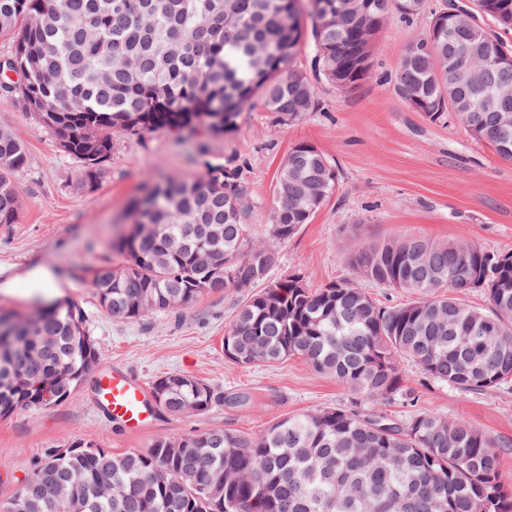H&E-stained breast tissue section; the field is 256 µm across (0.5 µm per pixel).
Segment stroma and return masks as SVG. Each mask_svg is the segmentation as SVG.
Wrapping results in <instances>:
<instances>
[{"label":"stroma","instance_id":"35a3bbf8","mask_svg":"<svg viewBox=\"0 0 512 512\" xmlns=\"http://www.w3.org/2000/svg\"><path fill=\"white\" fill-rule=\"evenodd\" d=\"M435 4L426 0L411 20L395 17L384 25L371 75L359 88L343 93L316 82V110L286 124L257 102L223 132L200 128L114 135L112 156L90 189L81 186L80 164L63 152L57 136L16 98L0 96V122L12 127L28 155L15 180L21 203L17 222L0 226V284L14 285L11 294L0 293V313L21 316L39 307L25 276L36 266L49 268L58 277L57 300L81 308L90 336L100 345L99 365L124 366L149 383L177 372L244 398L201 414L162 413L148 430L130 434L95 410L96 383L86 377L71 402L0 418V500L12 496L48 449L76 440L122 454L146 448L159 436L216 427L255 434L281 418L336 406L397 420L419 411L465 420L508 441L500 471L512 480V385L464 395L448 384L424 381L406 361L402 367L418 400L368 401L299 357L267 365L228 360L223 340L238 306L234 294L203 296L178 317L155 313L121 323L112 321L88 286L94 268L111 258L113 241L132 223L133 206L167 179L190 180L201 173L196 158L201 145L212 163L240 164L255 205L253 232L260 238L266 234L280 166L295 144L314 145L335 166V194L280 246L269 280L294 272L314 288L353 280L371 297L399 304L410 301V294L357 279L349 257L360 241L420 235L512 250V161L473 141L460 126L429 122L392 90L407 41L426 28Z\"/></svg>","mask_w":512,"mask_h":512}]
</instances>
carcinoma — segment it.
Here are the masks:
<instances>
[{"label":"carcinoma","instance_id":"1","mask_svg":"<svg viewBox=\"0 0 512 512\" xmlns=\"http://www.w3.org/2000/svg\"><path fill=\"white\" fill-rule=\"evenodd\" d=\"M423 0H310L315 76L341 91L371 74L374 41L393 16L409 19ZM480 25L454 23L448 3L411 37L393 79L408 106L434 124H458L478 143L512 160V46L488 18L512 29V0H474ZM298 0H0V36L12 40L0 91L70 143L83 186L105 162L87 146L112 147L114 134L173 127L193 112L226 130L258 96L279 122L317 107L295 65L303 31ZM10 69L19 75L13 81ZM171 179L134 211L148 234L118 241L123 258L98 265L89 282L117 322L181 314L205 294L233 291L238 310L224 334V356L244 365L299 356L312 368L371 399L410 396L401 362L426 379L467 393L512 382V251L420 236L363 242L351 255L357 274L416 299L386 304L347 281L319 288L299 274L267 283L277 245L293 238L336 192L338 176L314 145H294L274 187L271 224L253 237L240 167L214 165ZM25 147L0 124V224L19 213L15 176ZM481 292L488 306L461 296ZM80 307L65 301L17 321L0 314V417L70 401L98 360ZM159 411L205 413L224 393L167 373L152 384ZM500 442L462 419L421 411L396 422L331 407L284 417L258 434L212 428L163 436L143 450L114 455L73 442L51 448L0 512H72L45 496L63 476L82 512H512V483L499 470Z\"/></svg>","mask_w":512,"mask_h":512}]
</instances>
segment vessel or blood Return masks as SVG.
Returning a JSON list of instances; mask_svg holds the SVG:
<instances>
[{
    "label": "vessel or blood",
    "mask_w": 512,
    "mask_h": 512,
    "mask_svg": "<svg viewBox=\"0 0 512 512\" xmlns=\"http://www.w3.org/2000/svg\"><path fill=\"white\" fill-rule=\"evenodd\" d=\"M95 407L106 419L119 422L130 433L147 429L156 412L150 405L146 382L112 366L97 377Z\"/></svg>",
    "instance_id": "b4317fda"
}]
</instances>
